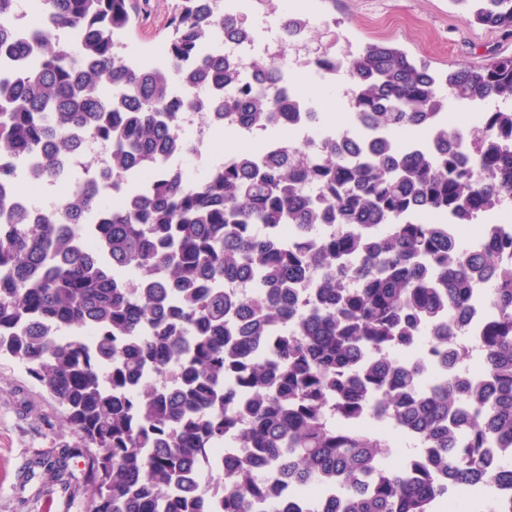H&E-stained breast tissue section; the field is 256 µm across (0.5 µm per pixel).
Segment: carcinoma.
<instances>
[{
	"mask_svg": "<svg viewBox=\"0 0 512 512\" xmlns=\"http://www.w3.org/2000/svg\"><path fill=\"white\" fill-rule=\"evenodd\" d=\"M135 2L34 0L21 24L0 0V356L80 434L89 512H195L204 496L214 512H280L270 474L313 492L305 512H439L450 493L482 508L512 488V236L474 250L452 232L512 198V57L439 77L385 41L324 50L313 66L350 85V153L338 133L281 141L195 184L165 168L188 150L182 113L274 134L308 97L284 93L285 49L256 65L260 89L224 69L225 16L202 0H176L163 64L127 63ZM452 2L512 34V0ZM454 101L496 106L466 134L444 120ZM86 137L109 168L67 169ZM26 178L68 183L60 211L31 220ZM241 277L260 297L224 293ZM484 278L472 381L456 328ZM370 414L423 447L386 467L384 429L338 427ZM228 439L241 453L213 484ZM39 464L70 476L63 456Z\"/></svg>",
	"mask_w": 512,
	"mask_h": 512,
	"instance_id": "1",
	"label": "carcinoma"
}]
</instances>
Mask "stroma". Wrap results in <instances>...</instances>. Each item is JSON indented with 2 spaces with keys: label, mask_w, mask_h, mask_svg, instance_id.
<instances>
[{
  "label": "stroma",
  "mask_w": 512,
  "mask_h": 512,
  "mask_svg": "<svg viewBox=\"0 0 512 512\" xmlns=\"http://www.w3.org/2000/svg\"><path fill=\"white\" fill-rule=\"evenodd\" d=\"M174 4L143 0L136 30L125 40V55L140 63L158 62L156 48L167 33ZM285 12L310 22L304 60L324 47L345 56L375 39L392 42L439 74L461 63L512 57V35L470 23L451 0H274L270 9L257 2L247 17L266 37ZM347 89L341 76L333 90L313 86L310 95L321 105L325 129L343 123ZM65 448L72 476L64 485L49 482L39 460ZM80 448V437L66 424L62 408L21 364L0 358V512H43L48 502L52 512H87Z\"/></svg>",
  "instance_id": "1"
}]
</instances>
